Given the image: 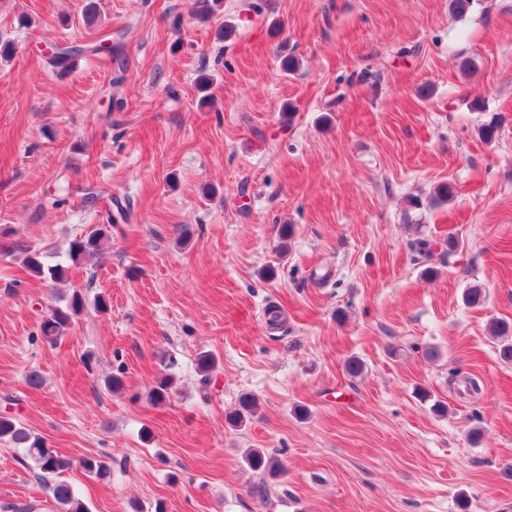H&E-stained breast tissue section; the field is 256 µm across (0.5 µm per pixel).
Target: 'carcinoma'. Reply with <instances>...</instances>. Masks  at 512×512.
<instances>
[{
	"label": "carcinoma",
	"instance_id": "carcinoma-1",
	"mask_svg": "<svg viewBox=\"0 0 512 512\" xmlns=\"http://www.w3.org/2000/svg\"><path fill=\"white\" fill-rule=\"evenodd\" d=\"M84 49L79 46L64 47L46 59V64L61 72H67L82 56ZM109 229L106 225L94 229L84 238H76L69 242L67 256L71 263L78 265L95 256L99 251L102 240L108 238ZM22 265L27 272L40 280L52 282L66 276L67 270L62 265L48 266L37 251L25 249L22 251ZM85 306L83 295L75 291L64 299V305L49 308V313L40 323V333L43 340L55 344L61 340L70 329L73 318L81 313ZM492 337L497 341L498 356L504 363H512V328L506 323L493 327ZM173 380L169 376L162 377L151 389V398L161 404L168 398ZM0 442L18 448L25 458L34 463L37 470L36 478L45 490L47 499L52 503L56 512H89L88 505L75 493L72 485L60 479V475L79 465L85 473L96 478H105L110 474V466L104 458L85 457L75 463L60 455L49 447L38 435L32 433L16 417L10 414H0ZM249 465L254 469L274 472L280 464L274 458H268L260 453L250 455Z\"/></svg>",
	"mask_w": 512,
	"mask_h": 512
}]
</instances>
